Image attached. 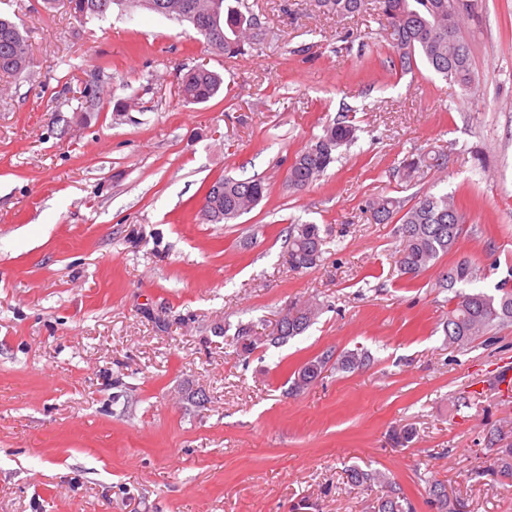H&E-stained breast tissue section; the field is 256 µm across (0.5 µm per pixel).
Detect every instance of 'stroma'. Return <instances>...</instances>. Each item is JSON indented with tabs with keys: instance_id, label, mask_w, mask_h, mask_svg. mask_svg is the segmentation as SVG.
Here are the masks:
<instances>
[{
	"instance_id": "stroma-1",
	"label": "stroma",
	"mask_w": 512,
	"mask_h": 512,
	"mask_svg": "<svg viewBox=\"0 0 512 512\" xmlns=\"http://www.w3.org/2000/svg\"><path fill=\"white\" fill-rule=\"evenodd\" d=\"M271 37L225 57L141 8L82 24L42 0H0L32 67L0 76V512H373L347 467L386 473L426 505L442 481L466 512H512L490 474V432H512V324L450 348L442 330L458 258L493 292L512 272V0H478L463 35L474 86L425 63L395 71L376 12L316 0H247ZM224 80L186 105L179 79ZM73 74L71 91L62 76ZM97 108L79 118V93ZM346 116L356 140L310 188L295 154ZM443 153L408 181L403 158ZM261 177L267 191L227 224L198 216L206 186ZM448 193L465 216L457 252L415 279L396 224L370 199ZM326 230L314 268L288 266L291 224ZM322 311L286 344L236 351L238 326L271 333L288 306ZM332 350L304 392L293 373ZM414 429L393 447L392 430ZM317 2L324 13L341 17L358 16L367 9L365 0H317ZM223 79L217 73L196 67L187 72L178 83V97L187 104L203 103L221 90Z\"/></svg>"
}]
</instances>
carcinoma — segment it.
Segmentation results:
<instances>
[{
	"mask_svg": "<svg viewBox=\"0 0 512 512\" xmlns=\"http://www.w3.org/2000/svg\"><path fill=\"white\" fill-rule=\"evenodd\" d=\"M318 6L329 14L355 16L366 10V0H317ZM45 8L57 5L79 22L103 18L113 9L144 7L156 14L187 25L206 45L233 58L244 54L242 46H252L264 40L268 31L258 28L256 18L245 0H221L218 25L210 21L214 0H43ZM477 0H379L380 17L391 29V41L405 43L407 51L392 60L400 72L410 71L417 61L425 62L434 72L465 88L474 85L469 44L463 37L462 24L474 13ZM453 37H448V33ZM30 50L19 26L9 18L0 17V73L12 75L25 71L30 65ZM223 79L217 73L196 67L178 83V97L187 104L203 103L221 90ZM355 138V128L340 120L323 127L322 134L299 150L287 170L288 188L301 191L310 187L336 161L337 151ZM445 155L432 160L420 155L403 166V176L410 179L428 165L444 166ZM224 185L218 199L206 194L207 204L200 210L202 219L211 224L233 221L252 210L263 199L266 185L256 179H237L224 176L217 179ZM377 224L398 223L400 246L399 271L412 280L432 267L436 261L452 252L464 231L463 213L454 197L424 193L415 204L405 207L394 197H377L368 203ZM288 263L295 271L314 267L322 255L325 238L317 224H293L288 228ZM481 280L480 269L468 259L457 261L443 276L442 282L453 292L448 298V315L443 320V332L448 346L463 350L475 339L493 328L512 323V281L504 279L497 293L489 294L472 284ZM320 308L313 304H295L288 315L277 320L274 335L267 337L273 345L304 333L317 319ZM336 368L349 371L370 365L367 352L347 351L339 356L329 350L309 360L294 371L291 391H301L315 383L331 359ZM496 448L492 472L512 476V442L502 443L501 436L489 438ZM348 481L357 486L380 488L374 512H414L413 504L393 487L389 478L379 471L358 466L346 469ZM427 505L436 512H462L464 502L448 494L446 485L437 479L427 481Z\"/></svg>",
	"mask_w": 512,
	"mask_h": 512,
	"instance_id": "carcinoma-1",
	"label": "carcinoma"
}]
</instances>
